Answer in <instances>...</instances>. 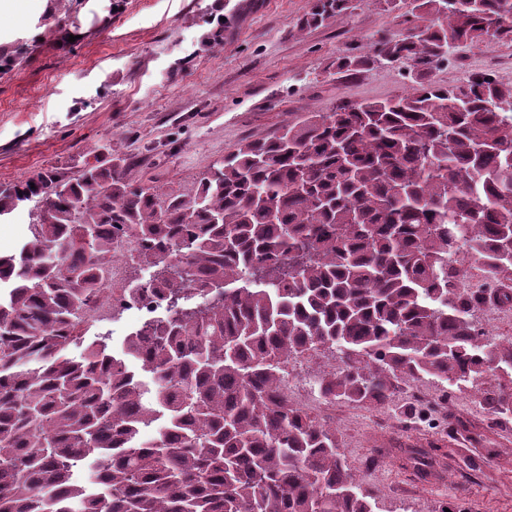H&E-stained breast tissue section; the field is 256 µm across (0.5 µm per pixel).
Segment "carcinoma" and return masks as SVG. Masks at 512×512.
Returning a JSON list of instances; mask_svg holds the SVG:
<instances>
[{
	"instance_id": "cac0c4a2",
	"label": "carcinoma",
	"mask_w": 512,
	"mask_h": 512,
	"mask_svg": "<svg viewBox=\"0 0 512 512\" xmlns=\"http://www.w3.org/2000/svg\"><path fill=\"white\" fill-rule=\"evenodd\" d=\"M383 2L415 34L338 67L406 61L404 95L308 112L186 189L136 183L119 157L0 186V217L33 203L31 236L0 254V512H376L335 432L279 397L281 363L337 348L315 386L356 404L512 372V339L474 323L512 306V85L432 78L491 26L512 41V0ZM353 9L315 0L303 26ZM128 236L169 305L116 354L75 326ZM460 252L497 288L460 286ZM481 404L512 410V386Z\"/></svg>"
}]
</instances>
